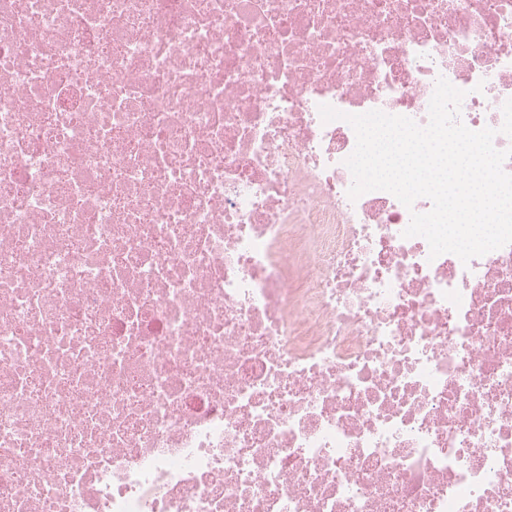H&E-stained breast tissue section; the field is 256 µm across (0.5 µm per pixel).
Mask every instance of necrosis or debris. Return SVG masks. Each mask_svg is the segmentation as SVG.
<instances>
[{"label": "necrosis or debris", "instance_id": "necrosis-or-debris-1", "mask_svg": "<svg viewBox=\"0 0 512 512\" xmlns=\"http://www.w3.org/2000/svg\"><path fill=\"white\" fill-rule=\"evenodd\" d=\"M441 76L512 148V0H0V512H512V244L319 114Z\"/></svg>", "mask_w": 512, "mask_h": 512}]
</instances>
